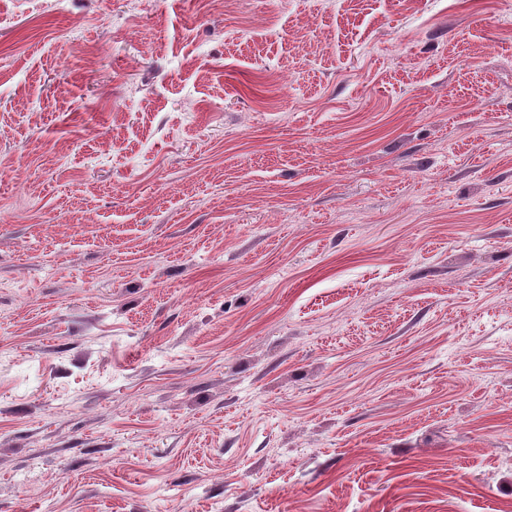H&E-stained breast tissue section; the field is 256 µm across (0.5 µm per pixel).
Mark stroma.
<instances>
[{"mask_svg":"<svg viewBox=\"0 0 512 512\" xmlns=\"http://www.w3.org/2000/svg\"><path fill=\"white\" fill-rule=\"evenodd\" d=\"M0 512H512V0H0Z\"/></svg>","mask_w":512,"mask_h":512,"instance_id":"1","label":"stroma"}]
</instances>
